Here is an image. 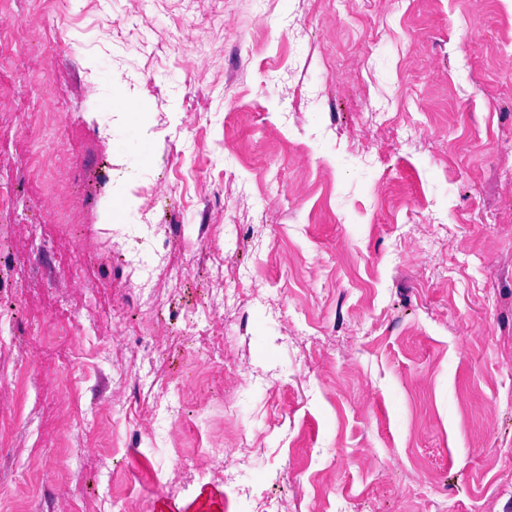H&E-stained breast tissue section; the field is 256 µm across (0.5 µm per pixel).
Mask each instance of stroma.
Here are the masks:
<instances>
[{
    "label": "stroma",
    "instance_id": "stroma-1",
    "mask_svg": "<svg viewBox=\"0 0 512 512\" xmlns=\"http://www.w3.org/2000/svg\"><path fill=\"white\" fill-rule=\"evenodd\" d=\"M0 29V512H47L38 480L59 512L186 504L222 476L152 474L242 436L224 512H506L512 0H13ZM174 224L203 246L143 262ZM171 327L222 357L183 377Z\"/></svg>",
    "mask_w": 512,
    "mask_h": 512
}]
</instances>
